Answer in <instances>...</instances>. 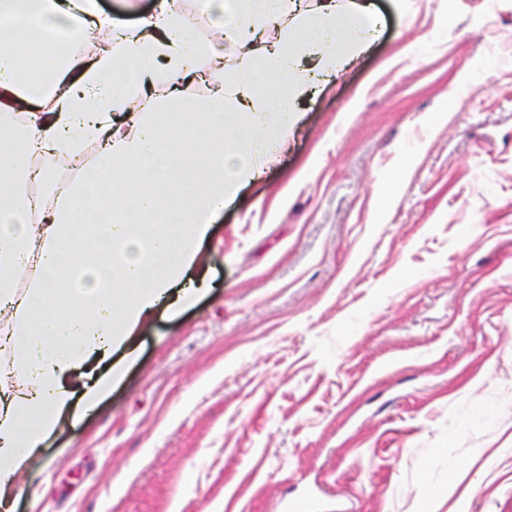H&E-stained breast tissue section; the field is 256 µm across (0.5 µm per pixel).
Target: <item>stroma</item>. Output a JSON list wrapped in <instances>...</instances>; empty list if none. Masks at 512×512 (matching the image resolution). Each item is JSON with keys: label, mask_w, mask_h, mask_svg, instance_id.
<instances>
[{"label": "stroma", "mask_w": 512, "mask_h": 512, "mask_svg": "<svg viewBox=\"0 0 512 512\" xmlns=\"http://www.w3.org/2000/svg\"><path fill=\"white\" fill-rule=\"evenodd\" d=\"M373 3L12 512H512V0Z\"/></svg>", "instance_id": "stroma-1"}]
</instances>
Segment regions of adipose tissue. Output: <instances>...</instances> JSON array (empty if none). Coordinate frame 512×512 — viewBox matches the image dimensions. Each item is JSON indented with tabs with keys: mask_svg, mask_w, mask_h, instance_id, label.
<instances>
[{
	"mask_svg": "<svg viewBox=\"0 0 512 512\" xmlns=\"http://www.w3.org/2000/svg\"><path fill=\"white\" fill-rule=\"evenodd\" d=\"M204 8L223 18V46L197 40L171 0L133 26L103 14L98 0H0L1 507L8 478L62 416L111 389L115 367L88 374L90 357L110 358L171 292L226 195L258 175L266 143L283 134L272 113L292 111L311 87L299 68L303 45L316 46L323 73L344 62L340 0H319L315 25L274 46L254 39L257 25L296 19L300 0H204ZM55 32L98 52L88 60L48 52L50 86L21 81L18 45ZM203 58L210 94L201 101L188 80ZM160 79L173 82L162 100L147 89ZM242 112L259 130L249 154L236 133ZM187 127L197 142L183 138ZM90 143L91 167L59 180L58 159ZM94 196L111 209L90 216ZM176 214L188 223L173 222Z\"/></svg>",
	"mask_w": 512,
	"mask_h": 512,
	"instance_id": "obj_1",
	"label": "adipose tissue"
}]
</instances>
